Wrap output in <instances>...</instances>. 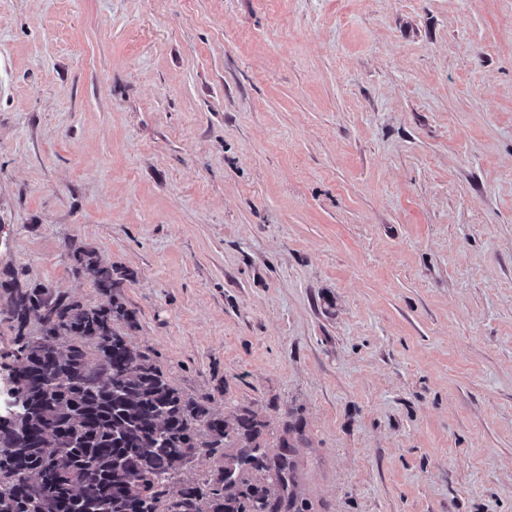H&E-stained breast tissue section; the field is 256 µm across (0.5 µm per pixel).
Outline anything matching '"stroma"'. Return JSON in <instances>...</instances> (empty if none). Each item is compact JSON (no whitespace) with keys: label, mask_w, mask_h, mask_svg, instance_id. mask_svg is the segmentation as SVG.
I'll return each instance as SVG.
<instances>
[{"label":"stroma","mask_w":512,"mask_h":512,"mask_svg":"<svg viewBox=\"0 0 512 512\" xmlns=\"http://www.w3.org/2000/svg\"><path fill=\"white\" fill-rule=\"evenodd\" d=\"M73 243L304 512H512V0H0V271Z\"/></svg>","instance_id":"35a3bbf8"}]
</instances>
